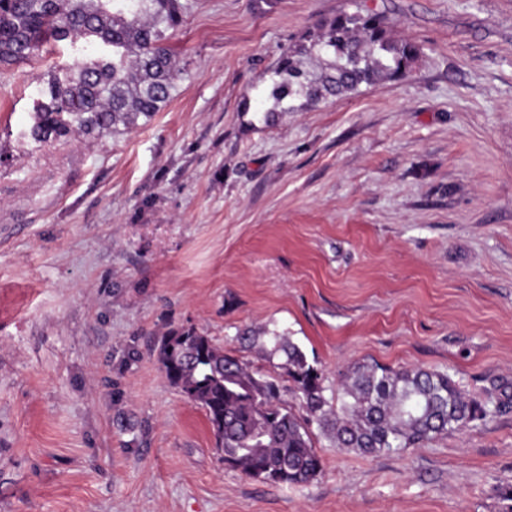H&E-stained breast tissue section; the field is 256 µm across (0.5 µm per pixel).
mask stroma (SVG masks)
Instances as JSON below:
<instances>
[{
  "mask_svg": "<svg viewBox=\"0 0 512 512\" xmlns=\"http://www.w3.org/2000/svg\"><path fill=\"white\" fill-rule=\"evenodd\" d=\"M186 2L177 90L132 129L23 138L42 75L84 42L0 71V512H506L512 0ZM343 10L385 13L420 58L266 114L281 54ZM191 327L263 371L244 329L331 380L420 366L501 409L402 454L316 429L321 474L264 483L160 369L161 336Z\"/></svg>",
  "mask_w": 512,
  "mask_h": 512,
  "instance_id": "1",
  "label": "stroma"
}]
</instances>
